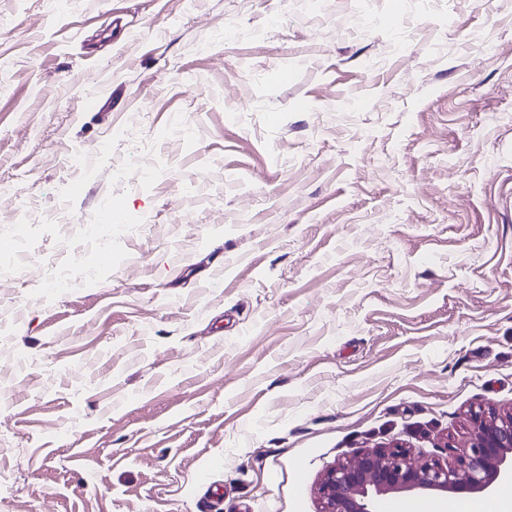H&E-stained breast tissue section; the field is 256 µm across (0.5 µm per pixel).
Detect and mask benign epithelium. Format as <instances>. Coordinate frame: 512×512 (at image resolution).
I'll use <instances>...</instances> for the list:
<instances>
[{"label": "benign epithelium", "mask_w": 512, "mask_h": 512, "mask_svg": "<svg viewBox=\"0 0 512 512\" xmlns=\"http://www.w3.org/2000/svg\"><path fill=\"white\" fill-rule=\"evenodd\" d=\"M471 423L451 462H417L392 441L332 465L317 487L318 512H376L377 501L390 494H470L512 484V411L481 407L471 413Z\"/></svg>", "instance_id": "obj_1"}]
</instances>
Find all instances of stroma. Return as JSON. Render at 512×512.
Listing matches in <instances>:
<instances>
[{"mask_svg": "<svg viewBox=\"0 0 512 512\" xmlns=\"http://www.w3.org/2000/svg\"><path fill=\"white\" fill-rule=\"evenodd\" d=\"M5 182L0 512H317L512 409V0H0Z\"/></svg>", "mask_w": 512, "mask_h": 512, "instance_id": "obj_1", "label": "stroma"}]
</instances>
